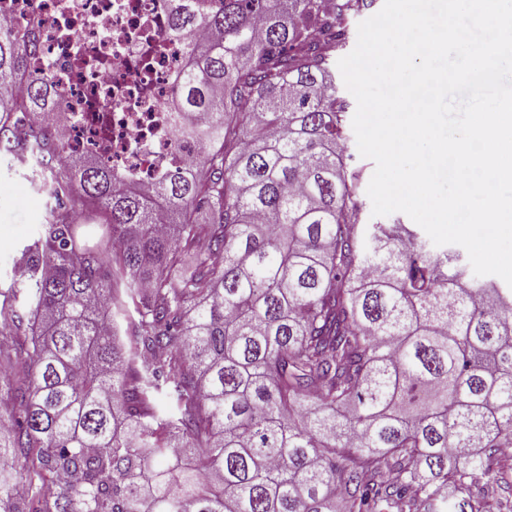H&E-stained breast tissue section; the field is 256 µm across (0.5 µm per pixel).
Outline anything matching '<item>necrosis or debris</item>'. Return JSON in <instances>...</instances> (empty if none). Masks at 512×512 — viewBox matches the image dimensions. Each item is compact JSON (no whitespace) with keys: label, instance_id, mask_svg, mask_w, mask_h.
<instances>
[{"label":"necrosis or debris","instance_id":"1","mask_svg":"<svg viewBox=\"0 0 512 512\" xmlns=\"http://www.w3.org/2000/svg\"><path fill=\"white\" fill-rule=\"evenodd\" d=\"M31 29L38 76L67 92L63 141L133 175L151 192L159 171L186 157L166 107L186 56L164 0H0V28Z\"/></svg>","mask_w":512,"mask_h":512}]
</instances>
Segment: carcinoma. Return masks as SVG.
<instances>
[{
  "instance_id": "1",
  "label": "carcinoma",
  "mask_w": 512,
  "mask_h": 512,
  "mask_svg": "<svg viewBox=\"0 0 512 512\" xmlns=\"http://www.w3.org/2000/svg\"><path fill=\"white\" fill-rule=\"evenodd\" d=\"M366 6L168 0L217 38L169 104L197 158L152 199L67 151L34 35L0 31V154L54 203L0 291V512H493L512 288L361 223L330 63Z\"/></svg>"
}]
</instances>
